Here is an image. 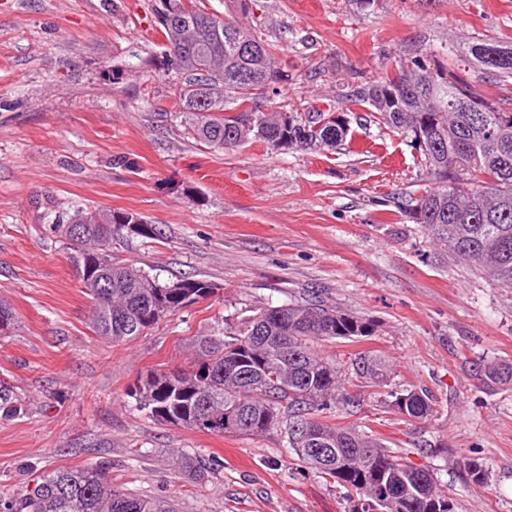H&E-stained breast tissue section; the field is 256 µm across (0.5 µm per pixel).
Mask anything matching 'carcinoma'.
I'll use <instances>...</instances> for the list:
<instances>
[{
  "mask_svg": "<svg viewBox=\"0 0 512 512\" xmlns=\"http://www.w3.org/2000/svg\"><path fill=\"white\" fill-rule=\"evenodd\" d=\"M224 26L223 39L212 26ZM163 42L177 46L141 61L147 73L172 79L175 111L186 115L189 134L214 150L258 145L322 150L346 139L349 125L329 101L309 112H252L249 104L268 95L269 85L286 84L276 66L277 45L257 32L188 0L180 20L160 26ZM502 78H512V47L477 42L460 54ZM349 105L373 113L393 132L412 136L423 156L420 180L434 184L418 199L413 218L429 239L497 285L512 288V111L474 93L464 76L435 54L410 61L389 76L354 88ZM477 159L462 178L448 158ZM129 213L79 209L50 230L66 240L70 261L93 301L96 332L129 341L164 318L210 296L212 283L186 278L162 283L131 266L112 263V242L124 234L156 239L155 224L129 227ZM85 224L74 235L69 225ZM10 305L0 302V336L15 328ZM369 318L319 300L263 307L197 339L191 369L149 370L137 377L130 396L149 416L174 426L217 436L261 435L284 428L288 445L310 467L331 477L358 498L360 512H450L448 497L426 471L408 465L374 439L336 427L327 416L354 402L352 380L383 383L389 364L358 353L340 365L314 343L372 336ZM480 381L491 387L512 383V362L484 364ZM26 401L0 379V420L26 413ZM393 408L407 420L432 413L427 393L395 395ZM239 415L230 430L225 420ZM173 464L190 480L203 476L197 459L178 453ZM0 512H178L176 504L112 486L107 466L60 467L30 474L18 496H0Z\"/></svg>",
  "mask_w": 512,
  "mask_h": 512,
  "instance_id": "cac0c4a2",
  "label": "carcinoma"
}]
</instances>
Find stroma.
<instances>
[{"label":"stroma","instance_id":"obj_1","mask_svg":"<svg viewBox=\"0 0 512 512\" xmlns=\"http://www.w3.org/2000/svg\"><path fill=\"white\" fill-rule=\"evenodd\" d=\"M278 45L288 85L263 111H304L326 97L473 40L512 44V0H205ZM160 36L151 0H0V301L18 328L0 338V378L27 402L0 421V495L31 468L106 461L114 487L174 501L179 512H353L336 481L305 467L285 431L216 436L140 410L130 388L151 369L189 368L196 337L221 320L320 294L369 317L375 335L317 348L339 363L371 351L388 382L357 383L335 420L429 471L453 512H512V386L477 381L479 364L512 362V289L430 244L412 211L423 191L410 137L361 109L333 150L224 152L186 135L168 81L139 72ZM131 212L159 240L114 242V261L160 281L216 291L148 335L114 344L50 224L75 209ZM426 390L433 411L408 422L394 393ZM179 449L223 466L181 476ZM478 461V487L459 469Z\"/></svg>","mask_w":512,"mask_h":512}]
</instances>
